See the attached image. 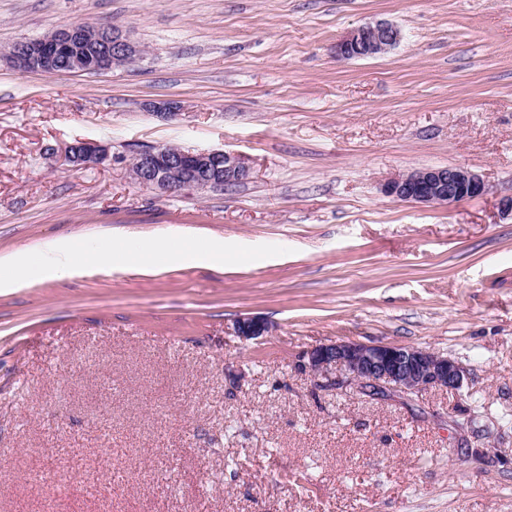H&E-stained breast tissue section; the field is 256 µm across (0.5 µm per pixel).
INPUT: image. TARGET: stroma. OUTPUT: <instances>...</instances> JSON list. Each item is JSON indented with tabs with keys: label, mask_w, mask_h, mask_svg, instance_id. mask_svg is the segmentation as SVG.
Here are the masks:
<instances>
[{
	"label": "stroma",
	"mask_w": 512,
	"mask_h": 512,
	"mask_svg": "<svg viewBox=\"0 0 512 512\" xmlns=\"http://www.w3.org/2000/svg\"><path fill=\"white\" fill-rule=\"evenodd\" d=\"M380 20L398 45L337 56ZM70 23L144 54L96 75L0 59V256L172 226L226 252L0 293V512H512V0H0V52ZM77 141L108 159L72 168ZM162 144L253 174L161 195L129 164ZM443 166L488 193L382 191ZM342 340L451 357L464 386L314 379L307 353ZM386 195L403 202L425 206L452 205L487 192L484 181L462 166L420 169L390 178L383 186Z\"/></svg>",
	"instance_id": "1"
}]
</instances>
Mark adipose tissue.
Here are the masks:
<instances>
[{
    "instance_id": "adipose-tissue-1",
    "label": "adipose tissue",
    "mask_w": 512,
    "mask_h": 512,
    "mask_svg": "<svg viewBox=\"0 0 512 512\" xmlns=\"http://www.w3.org/2000/svg\"><path fill=\"white\" fill-rule=\"evenodd\" d=\"M154 254L170 262H220L224 259V244L213 241L188 248L176 229L170 231L163 246L152 252L138 250L122 239L114 240L108 252L78 247L67 240H55L43 244L34 256L26 252L0 256V288L14 287L32 277L68 278L92 264L117 265L131 258L146 263Z\"/></svg>"
}]
</instances>
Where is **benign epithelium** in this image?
<instances>
[{"label": "benign epithelium", "instance_id": "obj_1", "mask_svg": "<svg viewBox=\"0 0 512 512\" xmlns=\"http://www.w3.org/2000/svg\"><path fill=\"white\" fill-rule=\"evenodd\" d=\"M400 38L399 28L388 21L368 23L341 40L336 54L344 59L368 58L385 53ZM85 42L98 44L97 52L89 57L76 52V47ZM5 57L22 71L102 74L140 58L141 47L120 28L90 32L81 24H66L43 38L13 43ZM67 158L75 168H90L102 164L107 152L97 143L78 141L68 147ZM130 171L140 185L159 193H173L238 184L251 178L253 167L246 156L234 152H190L155 146L136 153ZM383 191L403 202L433 206L482 196L487 187L469 169L447 166L395 176L384 184ZM265 331L266 323L256 317L237 322V333L245 339ZM304 367L328 382L332 374L341 371L347 381L376 393L409 395L437 387L459 391L464 385V370L457 361L414 346L336 341L311 350Z\"/></svg>", "mask_w": 512, "mask_h": 512}]
</instances>
